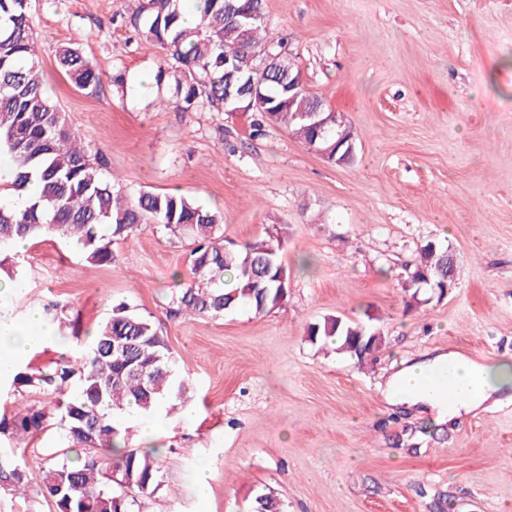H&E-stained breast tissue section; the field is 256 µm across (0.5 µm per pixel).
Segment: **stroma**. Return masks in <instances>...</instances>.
I'll return each mask as SVG.
<instances>
[{
  "mask_svg": "<svg viewBox=\"0 0 512 512\" xmlns=\"http://www.w3.org/2000/svg\"><path fill=\"white\" fill-rule=\"evenodd\" d=\"M124 6L30 0L50 98L126 193L185 195L240 245L278 235L288 298L260 315L173 314L194 244L153 224L115 241L105 266L31 240L10 255L27 268L14 313L55 305L62 323L21 371L81 351L113 306L152 316L187 397L150 442L167 472L151 512H255L262 494L284 512H512V398L437 426L383 393L406 360L512 358V0H264L306 88L357 135L342 166L279 124L251 138V112L123 96L116 77L165 64L121 25ZM68 43L96 63L99 91L57 69ZM430 242L449 247L457 281L410 308L402 283ZM328 314L373 316L382 350L360 362L312 344Z\"/></svg>",
  "mask_w": 512,
  "mask_h": 512,
  "instance_id": "1",
  "label": "stroma"
}]
</instances>
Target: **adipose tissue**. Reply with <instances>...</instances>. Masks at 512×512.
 Here are the masks:
<instances>
[{
    "mask_svg": "<svg viewBox=\"0 0 512 512\" xmlns=\"http://www.w3.org/2000/svg\"><path fill=\"white\" fill-rule=\"evenodd\" d=\"M50 329L43 323L39 310H32L25 320H16L11 304L0 298V377L15 373L21 359L38 351L48 340ZM455 365L463 398L455 404L438 394L420 389L422 376L445 365ZM512 387V361L493 363L472 361L458 353L438 354L410 363L392 374L386 383L390 401L420 408L430 413L435 424L442 425L461 414L480 408L488 400Z\"/></svg>",
    "mask_w": 512,
    "mask_h": 512,
    "instance_id": "ef3b65f1",
    "label": "adipose tissue"
}]
</instances>
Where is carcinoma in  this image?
<instances>
[{
    "instance_id": "cac0c4a2",
    "label": "carcinoma",
    "mask_w": 512,
    "mask_h": 512,
    "mask_svg": "<svg viewBox=\"0 0 512 512\" xmlns=\"http://www.w3.org/2000/svg\"><path fill=\"white\" fill-rule=\"evenodd\" d=\"M186 2L127 0L135 8L121 14L126 28L165 54L166 67L154 77L157 89L165 91L157 103L183 112L205 104L243 108L257 114L251 136L260 137L267 124L278 123L309 147L329 151L327 160L336 162V122L319 133L311 119L289 111L287 75H263L261 108L251 105L250 95H239L263 56L288 52V39L267 30L263 0H232L230 7L225 0H203L192 26L183 21ZM55 61L79 88L100 87L96 65L78 48L60 47ZM0 152L9 155L12 167L7 189L20 194L33 180L39 188L23 207L0 202V252L19 239L56 234L87 263L110 265L114 241L153 223L194 240L192 280L172 295L174 313L214 320L241 308L263 314L287 298L290 274L281 241L226 244L218 235L221 217L196 201L174 192L129 195L102 177V161L82 146L43 88L29 0H0ZM422 256L405 280L409 307L418 300L421 281L430 280L438 293L450 282L448 249L428 243ZM372 320L329 314L309 326L308 336L361 362L366 354L357 350L358 342L371 354L384 344ZM175 365L168 337L156 323L119 304L98 327L79 365L62 354L36 374L13 376L14 384L51 399L0 420V435L27 438L54 428L59 445L76 455L70 463L52 456L39 469L42 493L56 512H147L143 501L165 484L162 449L120 444L118 417L130 408L145 415L175 409L186 392ZM31 480L26 455L0 448V491L20 494Z\"/></svg>"
}]
</instances>
